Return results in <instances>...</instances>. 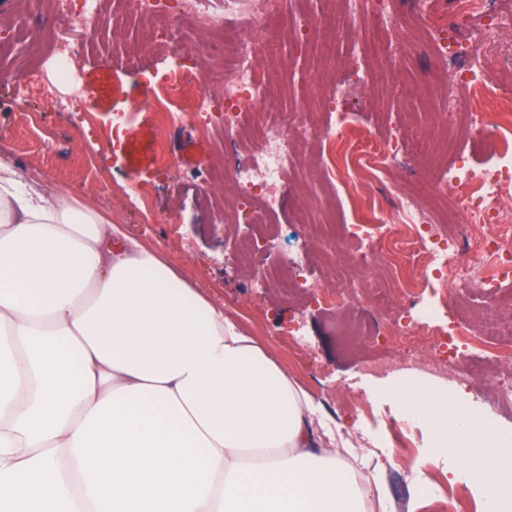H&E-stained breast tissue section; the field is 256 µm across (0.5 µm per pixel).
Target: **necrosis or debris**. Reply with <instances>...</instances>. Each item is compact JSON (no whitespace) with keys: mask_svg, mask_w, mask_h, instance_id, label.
I'll use <instances>...</instances> for the list:
<instances>
[{"mask_svg":"<svg viewBox=\"0 0 512 512\" xmlns=\"http://www.w3.org/2000/svg\"><path fill=\"white\" fill-rule=\"evenodd\" d=\"M133 21H148L169 46L170 63L161 74L142 72L138 103L149 104L161 128L177 124L199 135L222 130L225 143L240 146L238 157L227 159L214 181L235 194L237 223L251 225L267 235L273 217L283 205V187L297 160L298 148L319 140V166L327 181L336 179V146L359 125L358 113L335 105L334 91L322 92V102L335 106L334 122L311 123L306 114L283 111L272 103L260 58L265 46L257 33L271 13L281 12L283 0H123ZM348 18L360 27L350 52L366 56L369 35L395 30L404 34L409 52L420 50L414 30L433 26L429 0H419L410 16L394 12L388 0H349ZM218 60V76L202 71L199 51ZM70 43H54L53 67H37L30 75L32 95L64 110L86 115L90 89L63 82L61 70L74 61ZM220 94H213L212 84ZM497 79L471 56H463L456 74L429 88L433 100L453 103L445 138L447 163L431 183L432 204L410 193L396 197L390 220L358 225L353 259L359 276L314 286L318 302L353 310L370 303L377 309L393 360V368L418 370L461 386L482 385L498 398L512 397V376L489 371L492 363L512 365V308L497 309V284L512 277V95L492 96ZM469 143L495 158L494 166L478 171L457 165L459 146ZM424 142L405 150L399 140H387L364 159L373 178L385 176L399 161L416 162ZM253 287L297 286L290 269L271 270L257 258L254 243L241 246ZM455 287L480 286L486 292L488 312L478 326L458 317L453 332L431 331L411 312L432 282ZM478 350L481 361L464 370L458 365L461 349Z\"/></svg>","mask_w":512,"mask_h":512,"instance_id":"4bbe7bcc","label":"necrosis or debris"}]
</instances>
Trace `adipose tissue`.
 <instances>
[{"instance_id": "ef3b65f1", "label": "adipose tissue", "mask_w": 512, "mask_h": 512, "mask_svg": "<svg viewBox=\"0 0 512 512\" xmlns=\"http://www.w3.org/2000/svg\"><path fill=\"white\" fill-rule=\"evenodd\" d=\"M484 512H512V437L420 379ZM313 397L156 251L0 163V512H370Z\"/></svg>"}]
</instances>
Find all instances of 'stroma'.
Listing matches in <instances>:
<instances>
[{
	"mask_svg": "<svg viewBox=\"0 0 512 512\" xmlns=\"http://www.w3.org/2000/svg\"><path fill=\"white\" fill-rule=\"evenodd\" d=\"M40 14L38 0H0V162L36 178L47 192L94 209L110 223L122 225L130 237L157 250L181 279L223 307L246 334L254 336L311 393L326 418L342 425L345 435L369 438L370 448L359 450L358 455L385 463L389 512H407L418 495L424 499L419 512H435L439 501L447 504L449 512H477L479 493L457 459L445 457L418 467L430 441L427 427L413 426L402 438L391 427L402 399L396 388L409 382L411 373L364 371L360 359L386 353V346L369 340L350 350L343 348L336 331L344 314L313 299L310 285L351 275L348 262L329 264L316 251L300 255L288 244L296 214L305 205H313L317 216H333L335 246L340 249L355 223L385 215L396 190L417 189L430 177V169L415 165L408 170L394 168L391 180L375 183L353 159L356 150L383 142L393 132L412 140L447 112V105L429 100L425 86L436 78L447 79L463 32L444 28L433 32V39L447 45L448 55L427 53L408 59L396 80L402 83L411 78L420 88L406 106L368 82V74L379 64L377 58L362 60L356 69L337 68L340 105L361 115L359 127L337 150L347 161L341 175L356 182L358 192L349 205L339 203L332 191L317 189L319 173L310 156L289 174L288 207L278 218L282 233L262 241L260 250L263 263L271 267L298 258L302 287L289 297L274 286L250 287L246 274L235 268L238 244L251 230L226 222L223 189L213 187L200 172L205 164L223 167V145L190 127H172L167 147L174 165L167 174H157L158 130L152 110L143 107L123 128L121 147L114 151L102 147L98 132L111 128L113 109L123 107L126 92L137 81L135 69L164 67L166 49L151 25H132L117 59L112 55L111 18L100 23L91 42L82 29L54 18L58 37L79 51V81L95 94L92 120L73 125L68 113L42 100H30L25 109H18L27 73L45 57L44 50H29L19 39ZM312 64L306 47L291 50L285 59L266 58L267 81L284 91L280 109L294 106L297 83ZM447 389L451 398L468 406L479 419L512 435L511 406H489L479 390H464L452 382Z\"/></svg>",
	"mask_w": 512,
	"mask_h": 512,
	"instance_id": "35a3bbf8",
	"label": "stroma"
}]
</instances>
